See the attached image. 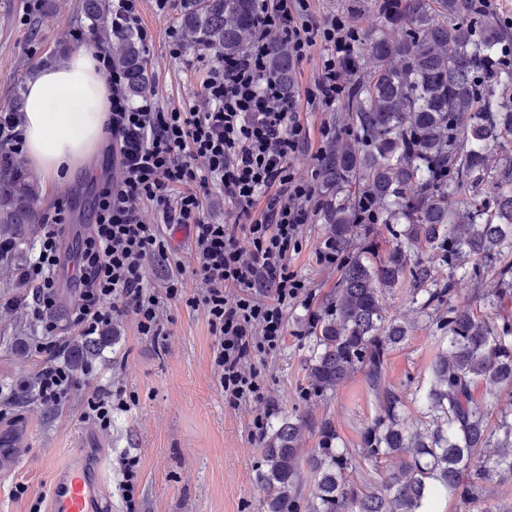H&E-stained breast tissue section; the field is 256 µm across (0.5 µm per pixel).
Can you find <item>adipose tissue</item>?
I'll return each instance as SVG.
<instances>
[{"instance_id":"1","label":"adipose tissue","mask_w":512,"mask_h":512,"mask_svg":"<svg viewBox=\"0 0 512 512\" xmlns=\"http://www.w3.org/2000/svg\"><path fill=\"white\" fill-rule=\"evenodd\" d=\"M108 98L90 47L38 69L27 85L23 112L29 165L54 181L85 161L104 138Z\"/></svg>"}]
</instances>
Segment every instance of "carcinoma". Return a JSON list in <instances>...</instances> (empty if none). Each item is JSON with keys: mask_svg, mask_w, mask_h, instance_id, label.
<instances>
[{"mask_svg": "<svg viewBox=\"0 0 512 512\" xmlns=\"http://www.w3.org/2000/svg\"><path fill=\"white\" fill-rule=\"evenodd\" d=\"M467 2L375 0L385 31L358 40L340 62L351 130L325 151L318 179L326 194L321 219L343 261L336 288L307 327L314 356L306 397L321 398L364 372L378 414L364 428L359 456L376 479H351L354 457L337 447L328 420L318 447L303 456L308 425L290 415L260 437L267 512H429L442 492L477 512H504L490 503L487 485L512 478V417L491 422L473 388L482 383L512 398V264L499 269L494 292L475 296L484 308L478 314L458 302L452 284L438 286L419 254L442 252L450 269L474 279L512 255V155L497 165L490 159L512 145V47L504 27ZM82 9L128 97L150 93L138 37L112 26L108 0H83ZM258 21V0H198L181 25L192 44L224 58L245 51ZM291 70L288 48L275 44L270 75L287 86ZM36 196L29 177L3 163L0 223H34ZM373 224L391 236L382 255ZM405 281L446 331L421 395L426 423L405 421L403 398L385 380L388 354L406 328L386 315L383 301ZM393 457L401 466L383 470ZM305 477L313 492L304 504Z\"/></svg>", "mask_w": 512, "mask_h": 512, "instance_id": "obj_1", "label": "carcinoma"}]
</instances>
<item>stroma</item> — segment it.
Instances as JSON below:
<instances>
[{
    "instance_id": "obj_1",
    "label": "stroma",
    "mask_w": 512,
    "mask_h": 512,
    "mask_svg": "<svg viewBox=\"0 0 512 512\" xmlns=\"http://www.w3.org/2000/svg\"><path fill=\"white\" fill-rule=\"evenodd\" d=\"M374 0H309L319 21L339 15L349 18L360 36L376 28ZM182 9L159 13L154 0H141L140 16L153 35L146 53L153 92L166 108L203 104L202 81L213 53L188 47L181 57L169 52L166 30L179 25ZM95 37L81 12V0H43L27 14L26 0H0V112L11 108L18 89L26 87L36 64L61 58V43L93 45ZM112 173V157L101 148L89 167L79 168L56 184L38 181L34 209L44 212L64 202L77 212L75 190L91 187L93 178ZM19 252L0 258V401L9 407L0 418V438L10 441L13 462L0 469V512H48L54 474L77 455L103 457L108 467L112 512H266L265 493L258 480L262 454L253 421L257 415L276 422L283 416L303 417L310 426L304 453L317 446L313 427L333 423L340 446L357 449L361 433L377 413V399L363 372H355L326 398H306L311 356L306 338L308 316L335 288L337 268L317 260V248L327 227L312 218L304 230L301 250L290 257V268L303 278L306 293L288 306L283 344L254 359L263 387L262 399L240 405L224 399L214 362L216 338L200 305L165 299L163 286L161 337L139 335L134 316L116 320L109 336L100 338L91 359L93 374L75 369L76 385L57 406L41 403L37 395L17 399L20 385L34 381L52 361H70L77 331L67 328L73 289L58 292L57 322L64 326L63 350L41 353L33 343L40 331L27 311L30 285L23 273L36 255L39 227L27 224ZM439 282H453L461 302L498 284L496 268L481 279L452 277L440 253L429 252ZM388 314L408 329V336L388 356L385 378L400 392L405 413L421 418L413 395L426 385L429 367L439 351L440 330L413 302L409 287L386 294ZM112 391V417L100 425L85 420L87 403L99 387ZM136 461L135 490L122 488V459Z\"/></svg>"
}]
</instances>
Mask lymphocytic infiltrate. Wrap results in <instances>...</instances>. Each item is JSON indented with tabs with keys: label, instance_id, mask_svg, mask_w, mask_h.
<instances>
[{
	"label": "lymphocytic infiltrate",
	"instance_id": "lymphocytic-infiltrate-1",
	"mask_svg": "<svg viewBox=\"0 0 512 512\" xmlns=\"http://www.w3.org/2000/svg\"><path fill=\"white\" fill-rule=\"evenodd\" d=\"M308 8V0H261V26L248 50L207 71L203 108L168 109L151 94L130 102L107 52L100 48L94 54L111 94L106 129L119 176L99 183L76 251L69 320L81 335L92 336L131 314L141 335H159V299L148 287L149 269L160 268L168 299L184 297V269L172 265L161 229L188 228L193 273L206 284L200 301L217 338L220 386L233 404L260 399L261 384L249 363L282 345L288 306L306 287L288 265L320 207L314 180L292 171L293 161L310 146L301 106L330 108L340 100L344 82L337 62L359 37L350 20L334 16L319 24L308 19ZM279 40L297 64L316 46L327 50L304 93L267 76ZM215 188L230 203L233 223L206 219L204 199ZM148 207L159 223L144 222ZM68 221L60 202L42 214L38 255L26 271L34 287L31 319L43 332L37 348L49 353L62 348L54 311L58 228ZM74 384L72 369L62 364L47 365L37 375L38 396L46 405H58Z\"/></svg>",
	"mask_w": 512,
	"mask_h": 512
}]
</instances>
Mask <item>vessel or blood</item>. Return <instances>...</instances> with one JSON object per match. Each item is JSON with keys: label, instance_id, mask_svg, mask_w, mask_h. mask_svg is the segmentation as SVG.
<instances>
[{"label": "vessel or blood", "instance_id": "b4317fda", "mask_svg": "<svg viewBox=\"0 0 512 512\" xmlns=\"http://www.w3.org/2000/svg\"><path fill=\"white\" fill-rule=\"evenodd\" d=\"M104 472L102 462L86 458L57 470L49 512H100Z\"/></svg>", "mask_w": 512, "mask_h": 512}]
</instances>
